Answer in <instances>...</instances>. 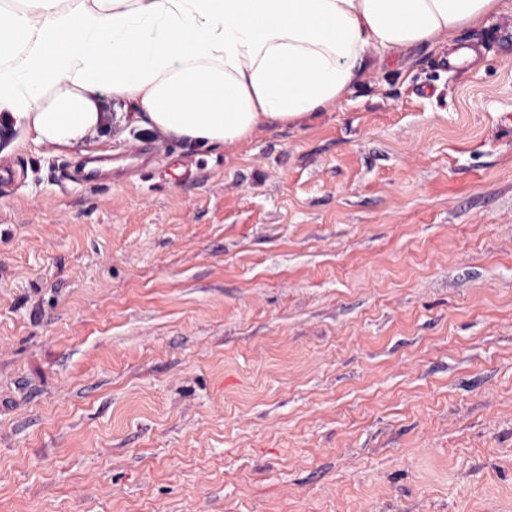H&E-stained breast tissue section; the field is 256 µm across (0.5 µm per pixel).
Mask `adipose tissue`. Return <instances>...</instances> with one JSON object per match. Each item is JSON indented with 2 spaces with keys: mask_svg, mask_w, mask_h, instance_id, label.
I'll return each instance as SVG.
<instances>
[{
  "mask_svg": "<svg viewBox=\"0 0 512 512\" xmlns=\"http://www.w3.org/2000/svg\"><path fill=\"white\" fill-rule=\"evenodd\" d=\"M500 0H0V128L68 144L130 101L140 125L207 149L326 110L370 57L459 32Z\"/></svg>",
  "mask_w": 512,
  "mask_h": 512,
  "instance_id": "obj_1",
  "label": "adipose tissue"
}]
</instances>
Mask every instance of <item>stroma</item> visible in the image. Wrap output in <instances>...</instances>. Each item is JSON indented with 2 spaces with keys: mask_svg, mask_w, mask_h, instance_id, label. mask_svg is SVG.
Returning a JSON list of instances; mask_svg holds the SVG:
<instances>
[{
  "mask_svg": "<svg viewBox=\"0 0 512 512\" xmlns=\"http://www.w3.org/2000/svg\"><path fill=\"white\" fill-rule=\"evenodd\" d=\"M458 41L218 149L0 129V512H512V0Z\"/></svg>",
  "mask_w": 512,
  "mask_h": 512,
  "instance_id": "1",
  "label": "stroma"
}]
</instances>
